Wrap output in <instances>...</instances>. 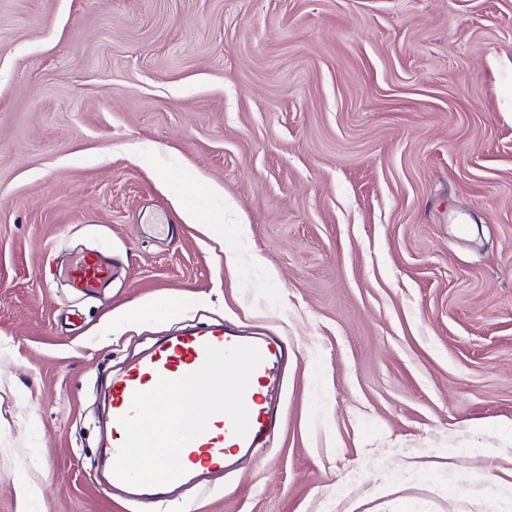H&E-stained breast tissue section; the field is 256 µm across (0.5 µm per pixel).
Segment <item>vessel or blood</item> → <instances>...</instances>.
I'll list each match as a JSON object with an SVG mask.
<instances>
[{
  "label": "vessel or blood",
  "instance_id": "b4317fda",
  "mask_svg": "<svg viewBox=\"0 0 512 512\" xmlns=\"http://www.w3.org/2000/svg\"><path fill=\"white\" fill-rule=\"evenodd\" d=\"M108 273L109 263L104 257L85 256L71 267L69 276L73 288L89 291L96 288ZM246 341V336L224 326L189 329L165 336L113 377L109 435L104 444L108 459L116 458L124 440L125 433L119 419L131 413L135 393L152 389L159 380H177L198 371L205 361L206 347L227 349ZM256 346L262 361L254 370L245 393L248 433L238 436L231 421L210 418L206 431L189 442L181 452L186 479H197L207 473L224 470L234 453L249 452L267 444L277 415L263 389L277 374L288 350L283 341L275 338L257 340Z\"/></svg>",
  "mask_w": 512,
  "mask_h": 512
}]
</instances>
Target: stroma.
I'll use <instances>...</instances> for the list:
<instances>
[{"instance_id":"1","label":"stroma","mask_w":512,"mask_h":512,"mask_svg":"<svg viewBox=\"0 0 512 512\" xmlns=\"http://www.w3.org/2000/svg\"><path fill=\"white\" fill-rule=\"evenodd\" d=\"M218 322L277 425L150 512H512V0H0V512H141L107 388ZM109 273V263L102 257L85 256L79 259L69 271L73 288L90 291L101 283Z\"/></svg>"}]
</instances>
